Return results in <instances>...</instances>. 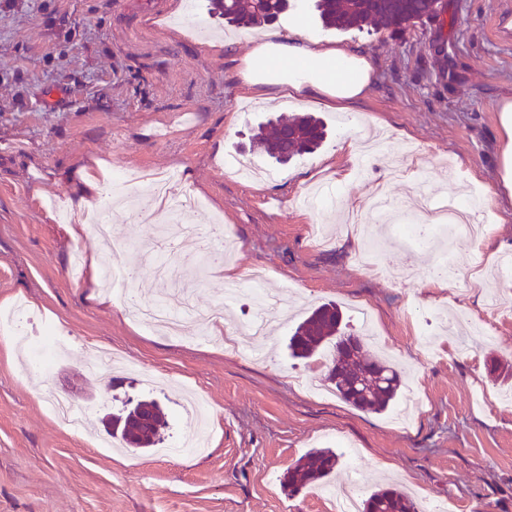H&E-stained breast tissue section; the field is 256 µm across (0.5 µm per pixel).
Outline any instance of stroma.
Returning <instances> with one entry per match:
<instances>
[{
    "mask_svg": "<svg viewBox=\"0 0 512 512\" xmlns=\"http://www.w3.org/2000/svg\"><path fill=\"white\" fill-rule=\"evenodd\" d=\"M444 18L397 34L367 25L323 28L314 0H291L256 38L302 27L368 56L372 88L349 112L284 97L267 101L242 88L240 60L252 41L212 15L210 0H0V310L26 304L73 345L48 375L25 372L0 332V512H334L319 486L288 495L282 478L314 448L333 449L332 484L361 474L360 496L393 483L419 512H512V403L486 366L512 362V199L501 180L507 138L497 107L512 98V0H444ZM309 113L327 125L313 153L286 165L251 149L258 123ZM382 130L389 146L368 158L341 151L342 137ZM177 171L201 197L229 242L222 271L196 284L205 244L180 235L173 284L155 281L140 247L168 223L148 186L110 219V244L88 225L66 224L46 208L70 205L80 178L100 189L117 167ZM431 205L482 191L489 230L449 237L453 273L445 288L426 282L437 256L408 257L386 221L348 214L378 188L405 200L414 176ZM379 243L384 261L412 260L418 278L394 285L358 256ZM131 268L126 288L151 301L178 286L200 312L226 306L223 326L186 324L162 336L138 323L120 298L101 301L99 284L71 283L74 250ZM483 265H475L474 254ZM269 270L266 308L273 332L244 334L245 303L224 284L252 268ZM335 302L350 330L372 329L366 355L388 358L418 409L372 413L335 391L318 394L329 356L293 358L288 339L313 308ZM138 367L111 381L89 369L92 349ZM192 389L212 407L207 450L163 456L116 449L106 429L62 426L47 402L62 396L91 421L126 397Z\"/></svg>",
    "mask_w": 512,
    "mask_h": 512,
    "instance_id": "1",
    "label": "stroma"
}]
</instances>
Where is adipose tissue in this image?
I'll list each match as a JSON object with an SVG mask.
<instances>
[{
	"label": "adipose tissue",
	"mask_w": 512,
	"mask_h": 512,
	"mask_svg": "<svg viewBox=\"0 0 512 512\" xmlns=\"http://www.w3.org/2000/svg\"><path fill=\"white\" fill-rule=\"evenodd\" d=\"M373 67L339 44L307 40L300 33L272 34L244 57V85L266 99L281 92L314 99L341 111L360 100L371 83Z\"/></svg>",
	"instance_id": "1"
}]
</instances>
